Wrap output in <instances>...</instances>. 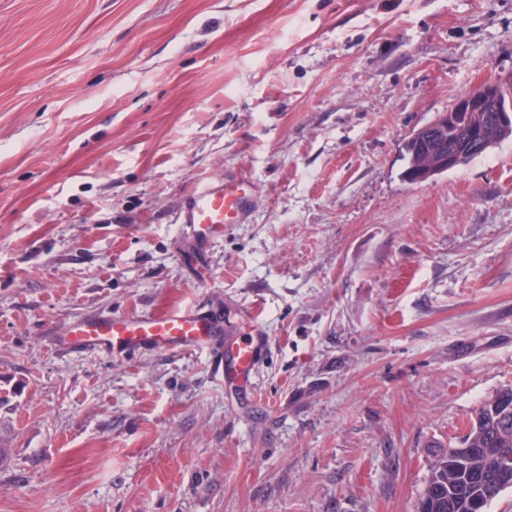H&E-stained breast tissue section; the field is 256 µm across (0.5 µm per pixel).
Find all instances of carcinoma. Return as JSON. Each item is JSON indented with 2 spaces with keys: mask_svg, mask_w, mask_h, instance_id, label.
I'll return each mask as SVG.
<instances>
[{
  "mask_svg": "<svg viewBox=\"0 0 512 512\" xmlns=\"http://www.w3.org/2000/svg\"><path fill=\"white\" fill-rule=\"evenodd\" d=\"M506 460H512V388L481 402L459 444L433 454L417 509L487 512L512 487V473H502Z\"/></svg>",
  "mask_w": 512,
  "mask_h": 512,
  "instance_id": "cac0c4a2",
  "label": "carcinoma"
}]
</instances>
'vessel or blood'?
<instances>
[{"mask_svg":"<svg viewBox=\"0 0 512 512\" xmlns=\"http://www.w3.org/2000/svg\"><path fill=\"white\" fill-rule=\"evenodd\" d=\"M256 203V189L244 175L210 179L183 200L179 221L190 244L188 258L206 252L212 239L225 229L250 219ZM244 324L248 336L225 319L221 309L202 304L174 308L148 316H113L99 313L78 322L53 326L56 345L65 352L130 355L143 351L209 350L225 382L251 389L267 342L255 312H248Z\"/></svg>","mask_w":512,"mask_h":512,"instance_id":"b4317fda","label":"vessel or blood"}]
</instances>
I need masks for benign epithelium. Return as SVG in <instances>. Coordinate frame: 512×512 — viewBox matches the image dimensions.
I'll return each mask as SVG.
<instances>
[{"label":"benign epithelium","mask_w":512,"mask_h":512,"mask_svg":"<svg viewBox=\"0 0 512 512\" xmlns=\"http://www.w3.org/2000/svg\"><path fill=\"white\" fill-rule=\"evenodd\" d=\"M512 128V100L502 96L499 80L484 83L470 94L456 98L448 111L438 114L434 120L413 131L408 143L420 144L422 138L432 132L448 134V155H439L423 172L412 178L421 183L430 177L451 171L462 165L475 150L494 148L499 138L498 130Z\"/></svg>","instance_id":"1"}]
</instances>
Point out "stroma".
<instances>
[{
  "instance_id": "35a3bbf8",
  "label": "stroma",
  "mask_w": 512,
  "mask_h": 512,
  "mask_svg": "<svg viewBox=\"0 0 512 512\" xmlns=\"http://www.w3.org/2000/svg\"><path fill=\"white\" fill-rule=\"evenodd\" d=\"M512 79V0H0V512H416L512 387V139L422 182L409 134ZM248 223L182 259L195 187ZM268 340L58 351L192 303ZM256 203V189L245 175H224L195 188L183 200L179 221L190 244L187 252L195 262L196 251L206 252L212 239L224 237L232 224H245ZM248 325L249 336H238ZM47 336H60L56 346L65 352L130 355L143 351L207 349L224 382L251 391L253 375L267 342L254 311L236 326L216 307L193 304L148 316L99 313L79 322L55 325Z\"/></svg>"
}]
</instances>
